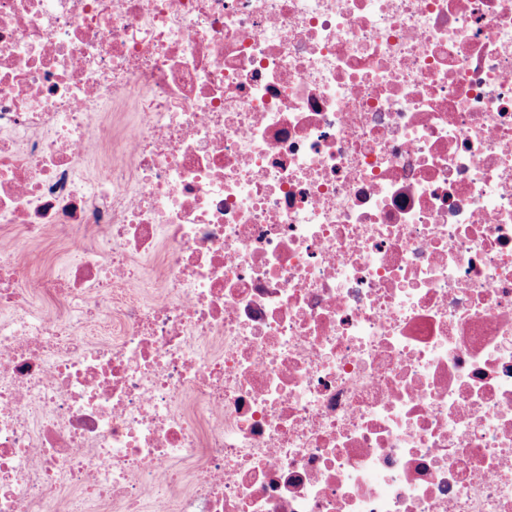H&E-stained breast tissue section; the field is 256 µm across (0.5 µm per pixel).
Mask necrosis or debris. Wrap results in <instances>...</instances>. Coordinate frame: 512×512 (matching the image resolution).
<instances>
[{
	"mask_svg": "<svg viewBox=\"0 0 512 512\" xmlns=\"http://www.w3.org/2000/svg\"><path fill=\"white\" fill-rule=\"evenodd\" d=\"M0 512H512V0H0ZM67 257L65 248L60 244L51 241L36 244L30 248L29 268L35 273L49 272L61 277L64 274Z\"/></svg>",
	"mask_w": 512,
	"mask_h": 512,
	"instance_id": "4bbe7bcc",
	"label": "necrosis or debris"
}]
</instances>
